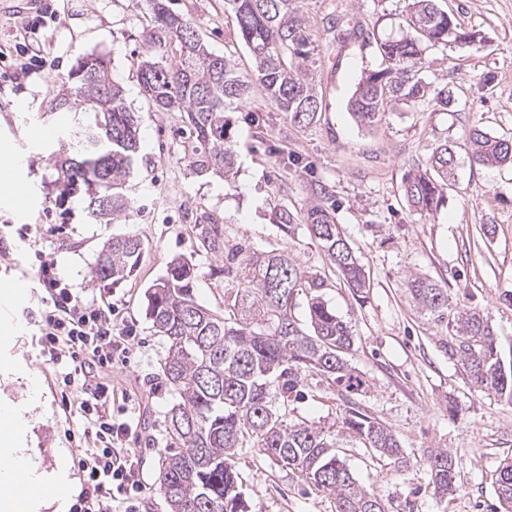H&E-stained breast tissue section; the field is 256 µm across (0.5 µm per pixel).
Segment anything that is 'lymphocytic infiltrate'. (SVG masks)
<instances>
[{"label":"lymphocytic infiltrate","instance_id":"1","mask_svg":"<svg viewBox=\"0 0 512 512\" xmlns=\"http://www.w3.org/2000/svg\"><path fill=\"white\" fill-rule=\"evenodd\" d=\"M37 278L45 294L41 347L61 403L81 416L82 448L73 459L82 489L69 512H138V481L131 449L123 445L130 422H115V393L108 375L127 363L134 338L114 321L115 308L73 291L55 258L40 256Z\"/></svg>","mask_w":512,"mask_h":512}]
</instances>
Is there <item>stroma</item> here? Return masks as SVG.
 Returning <instances> with one entry per match:
<instances>
[{"instance_id": "35a3bbf8", "label": "stroma", "mask_w": 512, "mask_h": 512, "mask_svg": "<svg viewBox=\"0 0 512 512\" xmlns=\"http://www.w3.org/2000/svg\"><path fill=\"white\" fill-rule=\"evenodd\" d=\"M411 0H297L308 20L315 50L308 65L322 106L313 122L294 124L261 86L232 115V180L195 171L186 152V119L158 109L138 84L141 61L165 57L147 42L150 0H62L60 19L37 32L44 67L19 83L6 81L0 64V167L8 156L25 158L18 176L33 187L19 204L0 193V283H22L26 296L12 308L18 324L0 342V407L16 413L0 420V439L13 438L17 455L35 464L16 512H66L80 490L69 464L77 452L68 430L78 414L64 412L52 369L40 354L39 282L26 227L45 223L64 182L57 168L70 156L62 132L79 130L91 115L59 112L79 57L96 52L110 61V74L135 112L141 133L140 159L126 183V216L96 223L83 198L70 200L75 218L64 234L42 248L57 260L71 288L100 293L119 309L118 320L135 336L128 364L116 365L112 383L120 398L115 412L129 411L137 424L126 437L138 460L140 512H167L159 491L160 453L168 437L167 412L178 396L160 362L166 343L147 315L146 290L176 256L197 269V299L211 310L243 288L235 254L279 251L295 259L321 284L322 298L348 322L354 346L344 358L364 381L347 393L328 388L323 377L303 375L302 394L288 400V420L306 422L335 436L337 451L361 485L388 512H501L494 491L497 468L512 457V401L475 389L458 354L454 315L472 309L494 330L500 363L512 369V164L476 165L469 133L479 127L512 137V0H438L462 28L479 34L478 49L456 44L427 47L421 75L445 88L448 106L393 108L371 127L358 125L347 103L363 71L374 68L372 46L356 29L386 39L401 36ZM170 11L191 21L210 52L230 56L239 72L255 67L236 37L224 0H165ZM337 23L339 35L328 32ZM452 144L455 178L438 210L420 213L407 203L402 182L425 165L440 143ZM322 202L334 206L336 222L361 265L366 288L357 298L304 224L283 229L278 209L304 212ZM218 225L224 252L207 253L202 225ZM134 236L145 245L134 274L118 283L94 280L92 269L113 236ZM424 276L448 290V311L437 320L414 303L408 281ZM365 410L390 430L410 467L366 448L346 434L348 407ZM448 449L459 490L441 498L423 464L428 449ZM250 512H332L330 498L257 448L236 459Z\"/></svg>"}]
</instances>
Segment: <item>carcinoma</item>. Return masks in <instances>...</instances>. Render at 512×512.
Masks as SVG:
<instances>
[{
  "label": "carcinoma",
  "mask_w": 512,
  "mask_h": 512,
  "mask_svg": "<svg viewBox=\"0 0 512 512\" xmlns=\"http://www.w3.org/2000/svg\"><path fill=\"white\" fill-rule=\"evenodd\" d=\"M294 0H224L231 9L237 36L252 54L256 69L243 76L228 56L210 52L189 20L173 12L165 0H152L149 43L169 46L178 56L162 64L148 56L139 65L143 92L165 110L185 113L191 138V158L201 174L224 177L234 169L227 148L229 113L249 98L259 83L278 108L297 123H310L321 110L311 70V35ZM454 42L460 48L477 45V35L462 29L435 0H412L408 28L397 39L376 43L380 64L358 81L350 98L351 113L362 126L379 121L391 104L410 107L435 102L448 106V97L420 76L422 44ZM110 61L102 54H85L73 71L66 107L74 99L95 115L93 123L74 134L77 159L59 167L60 178L79 182L89 192L87 209L96 221L111 223L130 208L123 186L139 155V126L122 90L112 83ZM472 161L477 165L512 163V140L475 127L470 132ZM453 146L435 148L425 169L408 173L403 193L416 211L429 212L445 202L444 189L456 161ZM302 221L319 240L330 262L349 288L361 294L365 279L358 260L323 205L299 216L285 208L276 213L279 224ZM202 247L224 251L218 226L204 225ZM143 243L133 237H113L104 243L94 270L99 282H119L138 267ZM243 290L227 296L224 314L201 305L196 298V268L191 260L175 257L165 275L147 291V314L168 349L163 375L180 400L168 412L172 447L161 456L159 491L169 512H248L241 492L235 457L250 439L265 455L297 472L306 482L333 499L334 512H386L385 505L357 481L336 453V442L304 422L288 423L287 413L274 405L270 384L281 383L288 398L305 372H316L332 387L358 391L362 381L352 373L342 351L353 343L350 327L319 295L308 302L309 329L292 317L291 307L302 289L322 287L301 266L281 252L245 255L239 260ZM408 290L422 310L443 318L447 289L414 276ZM456 329L462 365L474 385L512 399V371L501 366L491 327L476 312L465 311ZM343 429L401 467L410 466L396 436L358 407L345 411ZM426 465L434 489L446 498L458 490L452 455L437 448L427 451ZM503 512H512V460L496 478Z\"/></svg>",
  "instance_id": "carcinoma-1"
}]
</instances>
